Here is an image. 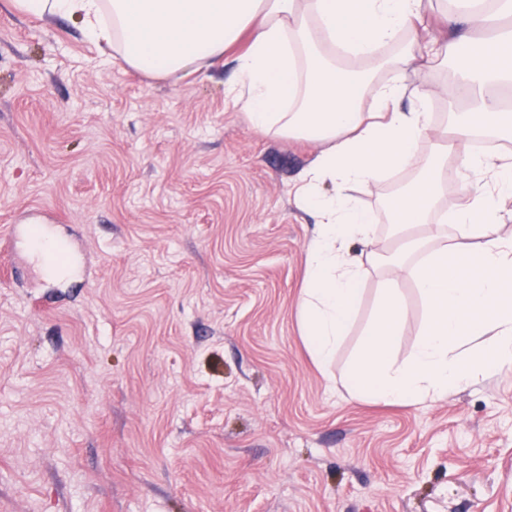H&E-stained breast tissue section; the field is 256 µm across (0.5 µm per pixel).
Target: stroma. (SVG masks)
I'll use <instances>...</instances> for the list:
<instances>
[{
    "instance_id": "35a3bbf8",
    "label": "stroma",
    "mask_w": 512,
    "mask_h": 512,
    "mask_svg": "<svg viewBox=\"0 0 512 512\" xmlns=\"http://www.w3.org/2000/svg\"><path fill=\"white\" fill-rule=\"evenodd\" d=\"M232 59L168 80L106 63L70 20L0 8V230L77 246L27 276L0 237V512H512V372L424 405L356 399L384 275L328 370L301 336L316 218L296 198L321 143L252 127ZM435 85L444 67L408 71ZM415 172L354 189L377 216ZM393 347L424 307L408 273Z\"/></svg>"
}]
</instances>
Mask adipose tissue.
I'll return each mask as SVG.
<instances>
[{"instance_id":"ef3b65f1","label":"adipose tissue","mask_w":512,"mask_h":512,"mask_svg":"<svg viewBox=\"0 0 512 512\" xmlns=\"http://www.w3.org/2000/svg\"><path fill=\"white\" fill-rule=\"evenodd\" d=\"M15 13L78 22L84 37L106 44L112 58L154 79L198 71L235 51L237 79L226 100L265 133L324 142L302 178L297 198L317 217L306 256L300 302L302 335L315 363L328 368L355 315L358 291L371 270L409 272L426 308L422 337L410 359L392 357L404 303L392 278L377 303L350 370L355 397L422 405L482 378L512 371V240L497 236L504 204L512 199V156L489 148L470 152L476 129L512 135V117L494 94L512 82V0L474 8L471 0H7ZM437 18L456 38L427 46L428 61L459 56L469 113L451 127L452 143L436 131L426 108L431 88L403 76L416 62L420 32ZM489 33L486 41L474 31ZM367 62L343 65L344 55ZM389 78L371 108L362 98L379 71ZM413 98L416 108L400 107ZM433 141L422 159L418 147ZM458 160L466 184L455 209L433 223L442 191L441 160ZM421 169L388 209L398 245L373 250L376 216L358 206L353 186L376 182L395 169ZM336 185L322 192L324 182ZM464 242L461 261L448 259V226ZM486 338L483 350L469 341Z\"/></svg>"}]
</instances>
